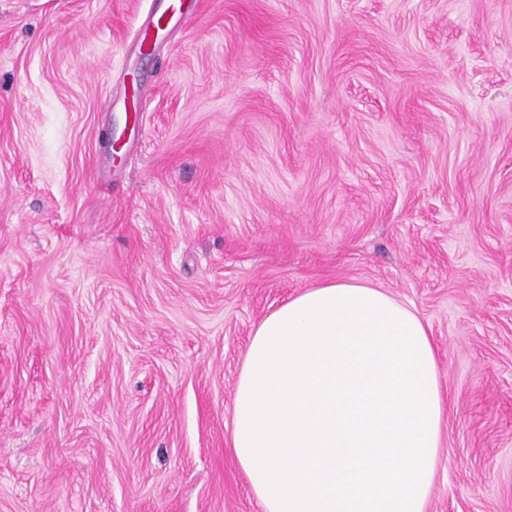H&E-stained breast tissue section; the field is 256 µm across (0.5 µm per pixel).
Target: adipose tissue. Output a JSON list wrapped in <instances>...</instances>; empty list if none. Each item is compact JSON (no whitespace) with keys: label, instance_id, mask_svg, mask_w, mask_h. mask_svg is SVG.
Here are the masks:
<instances>
[{"label":"adipose tissue","instance_id":"adipose-tissue-1","mask_svg":"<svg viewBox=\"0 0 512 512\" xmlns=\"http://www.w3.org/2000/svg\"><path fill=\"white\" fill-rule=\"evenodd\" d=\"M448 406L426 324L328 281L256 325L231 449L262 512H426Z\"/></svg>","mask_w":512,"mask_h":512}]
</instances>
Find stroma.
<instances>
[{
	"label": "stroma",
	"instance_id": "35a3bbf8",
	"mask_svg": "<svg viewBox=\"0 0 512 512\" xmlns=\"http://www.w3.org/2000/svg\"><path fill=\"white\" fill-rule=\"evenodd\" d=\"M170 2L0 0V512H260L235 382L326 281L430 329L427 512H512V0H192L144 54Z\"/></svg>",
	"mask_w": 512,
	"mask_h": 512
}]
</instances>
